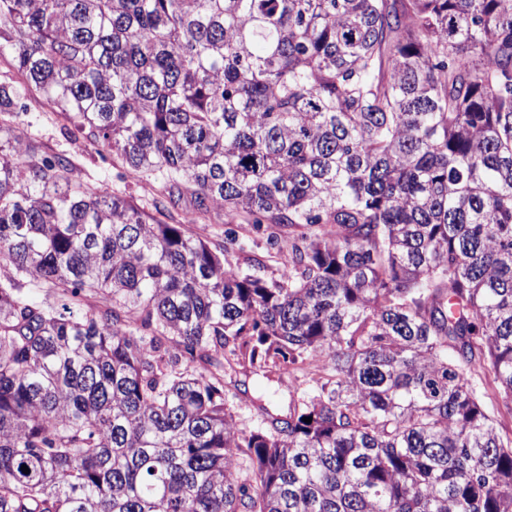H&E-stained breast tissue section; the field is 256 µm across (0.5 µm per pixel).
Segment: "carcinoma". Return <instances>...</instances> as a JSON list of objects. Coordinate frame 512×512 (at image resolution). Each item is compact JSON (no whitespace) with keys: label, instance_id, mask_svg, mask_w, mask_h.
<instances>
[{"label":"carcinoma","instance_id":"obj_1","mask_svg":"<svg viewBox=\"0 0 512 512\" xmlns=\"http://www.w3.org/2000/svg\"><path fill=\"white\" fill-rule=\"evenodd\" d=\"M5 49L0 512H512V0H0ZM236 366L306 388L247 431ZM36 113L31 114L42 141L53 150H67L71 153L74 161L83 173L92 178L106 177L114 186L125 189L134 201L140 205H147L154 193L156 182H138L131 178H124L125 170L117 161L112 162V157L104 153L102 159L93 146L80 140L76 144H69L63 138L60 131V123L57 120H50L41 117L36 118ZM186 227L192 232L200 235L203 238H207L214 244L224 245L225 234L229 231L234 232L232 236L236 235L239 237L242 243H244L245 252L235 251L231 254V261L233 264L238 265L243 269H247L248 258L253 256H264L266 267L261 270L260 274L267 278L277 276V269L279 264L277 263L278 257L276 256L275 250L271 249L267 244V236L271 232L277 233L281 238L283 233L277 227L266 228L259 233L254 231H247L243 225L240 224H186Z\"/></svg>","mask_w":512,"mask_h":512}]
</instances>
